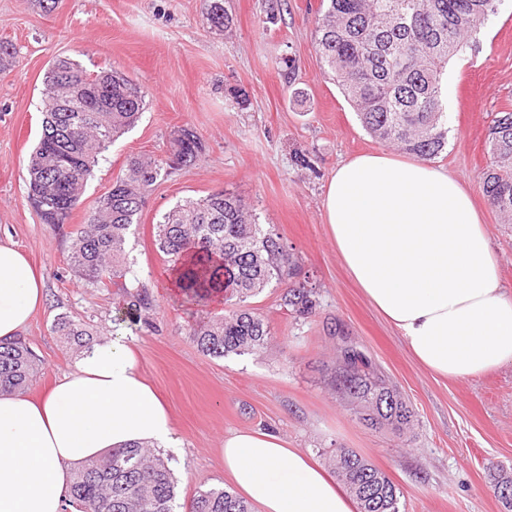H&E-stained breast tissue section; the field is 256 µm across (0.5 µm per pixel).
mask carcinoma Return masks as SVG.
Returning a JSON list of instances; mask_svg holds the SVG:
<instances>
[{
  "mask_svg": "<svg viewBox=\"0 0 512 512\" xmlns=\"http://www.w3.org/2000/svg\"><path fill=\"white\" fill-rule=\"evenodd\" d=\"M502 0H320L317 48L320 58L376 142L422 160L448 146V113L443 78L448 61L472 34L498 13ZM211 26L225 29L224 0H203ZM104 73L91 74L66 57L53 61L44 79L45 118L30 156L28 198L43 208L45 224H64L82 203L98 157L144 112L147 93L133 78L112 72V101L99 112H64L66 86L84 81L97 91ZM178 165L202 151L197 133L183 127L174 139ZM490 163L483 193L505 223H512V112H500L488 127ZM66 151L74 164H56ZM156 161L133 159L128 174L116 179L96 209L74 233L68 256L71 270L93 286L111 285L126 296L128 308L147 312L153 304L144 287L126 280L131 273L127 247L145 205L148 189L166 175ZM158 249L172 264L174 287L184 302L205 307L217 294L231 302L228 314L201 322L190 332L199 350L214 358L255 354L268 343L265 318L250 305L271 284L288 286L287 311L305 316L317 306L316 291L299 280L292 249L241 198L224 190L186 199L155 224ZM64 343L89 345L83 324L57 318ZM36 357L21 339L0 343V390L23 391L37 373ZM336 390L372 428L402 430L414 413L396 390L370 369L364 354L338 359ZM338 479L355 496L359 512H399L400 492L389 477L347 448L331 459ZM494 494L505 512L502 488L512 474L490 471ZM176 481L168 462L147 446L114 448L82 464L74 473L68 503L76 512H176ZM191 512H250L245 501L224 488L197 491Z\"/></svg>",
  "mask_w": 512,
  "mask_h": 512,
  "instance_id": "1",
  "label": "carcinoma"
}]
</instances>
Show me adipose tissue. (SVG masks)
Segmentation results:
<instances>
[{"instance_id":"ef3b65f1","label":"adipose tissue","mask_w":512,"mask_h":512,"mask_svg":"<svg viewBox=\"0 0 512 512\" xmlns=\"http://www.w3.org/2000/svg\"><path fill=\"white\" fill-rule=\"evenodd\" d=\"M323 215L342 263L427 371L468 379L512 363V296L469 190L447 169L355 156L330 177ZM43 300L41 273L0 242V341L17 338ZM133 444L177 440L119 334L92 343L42 399L0 391V512H62L82 462ZM220 454L260 512H357L342 483L277 435L234 431Z\"/></svg>"}]
</instances>
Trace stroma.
Masks as SVG:
<instances>
[{
	"mask_svg": "<svg viewBox=\"0 0 512 512\" xmlns=\"http://www.w3.org/2000/svg\"><path fill=\"white\" fill-rule=\"evenodd\" d=\"M224 0L231 23L211 29L201 0H0V40L14 58L0 74V241L14 244L42 273L45 303L22 336L40 365L28 389L46 394L72 370L77 350L53 331L58 315L83 321L93 340L123 332L145 379L169 406L178 446L165 452L177 480L179 512L199 488L230 487L219 450L226 434L279 435L329 466L349 448L400 491V512H503L487 466L512 469V363L486 375L448 380L426 371L405 340L369 303L342 265L323 219L336 165L379 151L316 50L320 0ZM91 73L120 71L138 81L147 106L137 124L95 167L83 202L67 223H43L27 198L28 164L43 121L44 74L54 58ZM448 148L436 165L469 189L483 216L502 283L512 294V224L482 191L488 126L512 112V0H504L448 64L444 80ZM203 150L153 185L130 238L133 271L153 300L147 321L125 318L118 289L77 279L68 265L72 232L84 223L134 157L168 163L178 129ZM226 190L273 225L309 274L319 301L296 318L269 286L252 305L271 326L252 355L212 358L192 342L196 323L224 315L215 297L197 314L173 300L170 264L153 237L163 212L186 198ZM348 338L414 412L410 428L369 429L331 386L337 348Z\"/></svg>",
	"mask_w": 512,
	"mask_h": 512,
	"instance_id": "stroma-1",
	"label": "stroma"
}]
</instances>
